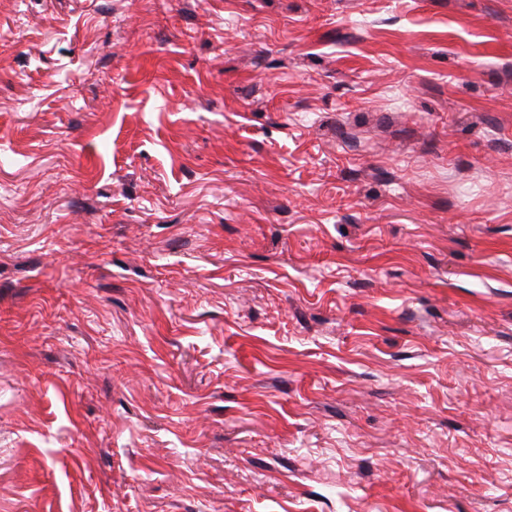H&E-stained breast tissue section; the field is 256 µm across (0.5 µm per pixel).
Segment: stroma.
<instances>
[{"label":"stroma","mask_w":512,"mask_h":512,"mask_svg":"<svg viewBox=\"0 0 512 512\" xmlns=\"http://www.w3.org/2000/svg\"><path fill=\"white\" fill-rule=\"evenodd\" d=\"M0 512H512V0H0Z\"/></svg>","instance_id":"obj_1"}]
</instances>
